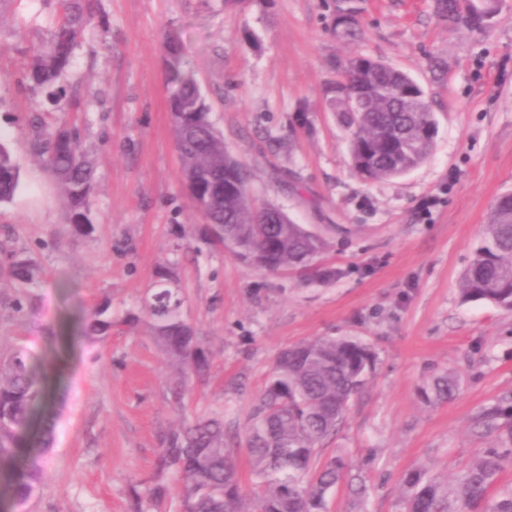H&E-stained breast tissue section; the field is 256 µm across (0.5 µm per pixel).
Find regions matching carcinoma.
Returning <instances> with one entry per match:
<instances>
[{"mask_svg": "<svg viewBox=\"0 0 512 512\" xmlns=\"http://www.w3.org/2000/svg\"><path fill=\"white\" fill-rule=\"evenodd\" d=\"M362 0H336V28L343 37L359 29ZM92 0H56L57 22L28 59L24 80L54 94L70 68L78 38L92 20ZM438 17L455 28H485L480 0H434ZM183 46L166 42L167 88L175 145L181 159L182 185L205 221L204 234L224 245V234L237 241L236 256L266 259L267 272L298 271L306 282L329 280L333 270L315 267L326 241L303 224H265L263 207L249 198L250 172L228 153L224 135L210 121V105L193 75L185 69ZM328 105L349 133L354 171L367 180L399 177L432 152L438 134L424 88L409 74L379 59L355 55L342 66L327 90ZM35 150L58 181L72 207L75 230L93 229L88 211L94 173L77 144L76 128L54 118H34ZM19 187V170L0 142V204L9 203ZM0 262L10 279L23 286L38 283L33 261L0 244ZM463 301H486L512 311V193L494 203L475 257L462 275ZM184 299L164 273L137 313L123 322L148 320L154 335L176 365L180 377L171 387L175 404L184 388L205 374L208 355L182 315ZM111 303L96 305L85 316V335L105 341L112 333ZM375 364L371 347L350 337H319L296 343L277 355L245 435L243 449L224 447V418L184 422L164 439L157 453V473L179 478L184 512H242L243 492L237 466L240 452L259 479L253 512H326L327 495L345 482L358 495L361 485L342 455L321 459L325 441L343 422L352 398L367 384ZM459 379L444 372L420 387L428 405L445 402ZM46 375L25 346L0 349V488L22 512L39 490L42 456L53 443L43 413ZM477 430L496 436L472 461L443 477L423 468L402 477L405 512H512V483L503 480L512 464V404L477 417Z\"/></svg>", "mask_w": 512, "mask_h": 512, "instance_id": "1", "label": "carcinoma"}]
</instances>
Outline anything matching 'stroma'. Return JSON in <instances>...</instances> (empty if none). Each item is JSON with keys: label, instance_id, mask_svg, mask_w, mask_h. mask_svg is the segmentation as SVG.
Here are the masks:
<instances>
[{"label": "stroma", "instance_id": "stroma-1", "mask_svg": "<svg viewBox=\"0 0 512 512\" xmlns=\"http://www.w3.org/2000/svg\"><path fill=\"white\" fill-rule=\"evenodd\" d=\"M433 6L364 0L361 35L348 41L335 0H95L52 112L78 129L96 173L85 235L70 232L68 204L34 151L29 120L45 103L23 80L55 2L0 14V139L20 182L0 205V240L39 270L25 288L0 267V344L64 367L48 409L45 485L26 512H131L132 491L152 486L157 450L182 416H223L225 443L238 444L277 354L320 336H351L376 354L325 445L365 491L338 485L328 512H403L407 470L452 474L490 442L473 420L512 396V312L462 301L458 283L495 200L512 192V0L479 32L448 28ZM171 36L250 169L254 199L324 236L320 263L333 280L266 273L206 243L168 111ZM356 54L407 72L432 103V153L402 177L353 172L348 134L324 97ZM164 265L210 353L206 381L189 384L180 409L175 370L147 324L114 327L104 343L82 329L100 302L116 319L138 310ZM445 371L458 375L457 393L424 404L420 386Z\"/></svg>", "mask_w": 512, "mask_h": 512}]
</instances>
